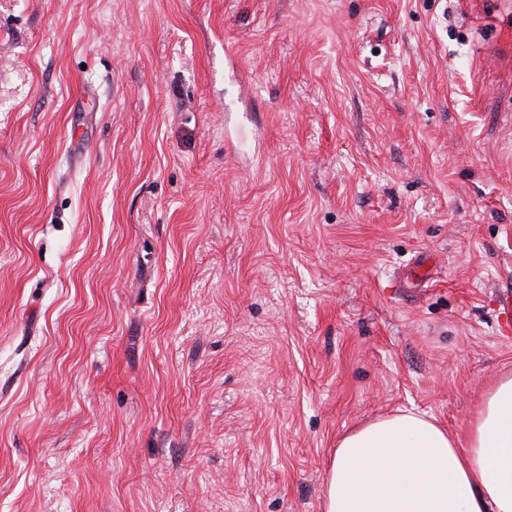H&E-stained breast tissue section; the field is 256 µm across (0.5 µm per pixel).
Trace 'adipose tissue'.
I'll list each match as a JSON object with an SVG mask.
<instances>
[{
    "label": "adipose tissue",
    "instance_id": "obj_1",
    "mask_svg": "<svg viewBox=\"0 0 512 512\" xmlns=\"http://www.w3.org/2000/svg\"><path fill=\"white\" fill-rule=\"evenodd\" d=\"M322 512H512V372L488 385L464 434L411 410L344 433Z\"/></svg>",
    "mask_w": 512,
    "mask_h": 512
}]
</instances>
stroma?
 <instances>
[{
  "mask_svg": "<svg viewBox=\"0 0 512 512\" xmlns=\"http://www.w3.org/2000/svg\"><path fill=\"white\" fill-rule=\"evenodd\" d=\"M510 282L512 0H0V512H321Z\"/></svg>",
  "mask_w": 512,
  "mask_h": 512,
  "instance_id": "35a3bbf8",
  "label": "stroma"
}]
</instances>
